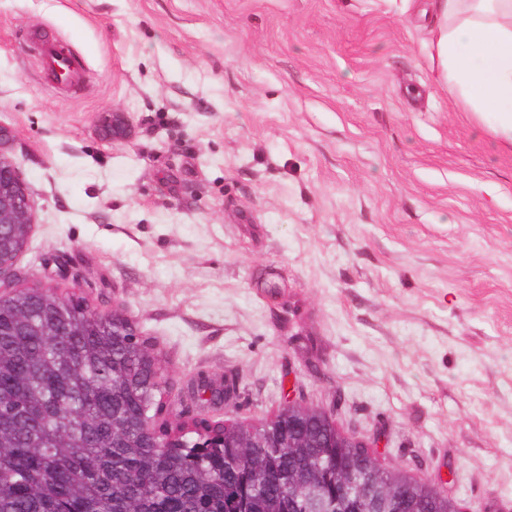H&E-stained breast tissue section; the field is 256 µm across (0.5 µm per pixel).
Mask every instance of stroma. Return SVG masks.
I'll return each instance as SVG.
<instances>
[{"mask_svg":"<svg viewBox=\"0 0 512 512\" xmlns=\"http://www.w3.org/2000/svg\"><path fill=\"white\" fill-rule=\"evenodd\" d=\"M432 41V0H0V151L35 204L0 296L122 304L174 415L291 395L512 512V146L433 85ZM43 62L47 73L51 76H62L70 81L79 76V65L76 60L55 45L43 47ZM103 123L112 136V142H127L132 136V127L125 112L112 110L104 116Z\"/></svg>","mask_w":512,"mask_h":512,"instance_id":"35a3bbf8","label":"stroma"}]
</instances>
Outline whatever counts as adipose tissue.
<instances>
[{
	"label": "adipose tissue",
	"mask_w": 512,
	"mask_h": 512,
	"mask_svg": "<svg viewBox=\"0 0 512 512\" xmlns=\"http://www.w3.org/2000/svg\"><path fill=\"white\" fill-rule=\"evenodd\" d=\"M436 84L512 146V0H435Z\"/></svg>",
	"instance_id": "1"
}]
</instances>
